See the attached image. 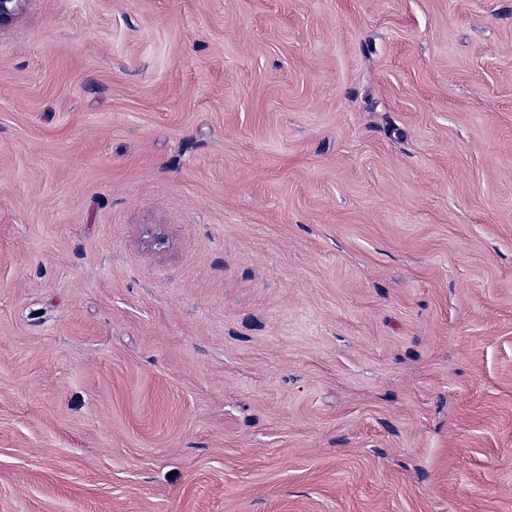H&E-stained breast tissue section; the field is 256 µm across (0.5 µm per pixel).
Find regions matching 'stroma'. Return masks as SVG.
Here are the masks:
<instances>
[{
    "instance_id": "stroma-1",
    "label": "stroma",
    "mask_w": 512,
    "mask_h": 512,
    "mask_svg": "<svg viewBox=\"0 0 512 512\" xmlns=\"http://www.w3.org/2000/svg\"><path fill=\"white\" fill-rule=\"evenodd\" d=\"M0 512H512V0H24Z\"/></svg>"
}]
</instances>
